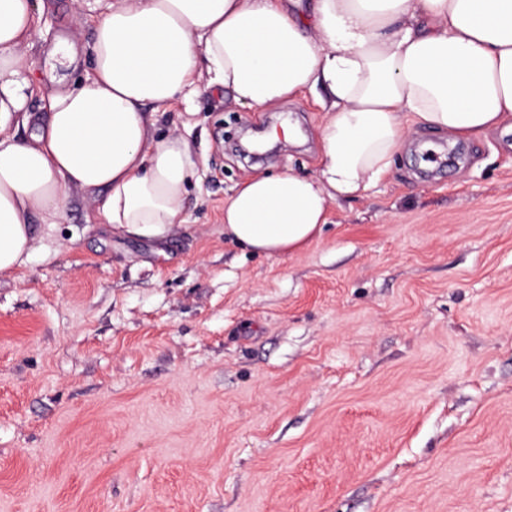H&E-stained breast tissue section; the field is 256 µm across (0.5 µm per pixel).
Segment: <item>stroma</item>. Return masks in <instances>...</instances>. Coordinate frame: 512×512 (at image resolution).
<instances>
[{"label":"stroma","mask_w":512,"mask_h":512,"mask_svg":"<svg viewBox=\"0 0 512 512\" xmlns=\"http://www.w3.org/2000/svg\"><path fill=\"white\" fill-rule=\"evenodd\" d=\"M36 25L40 112L89 71L93 18L42 0ZM322 118L309 93L255 112L200 86L156 125L202 158L184 226L118 237L75 190L0 277V512H512V133L420 129L434 151L302 254L229 242L233 187L313 172ZM286 119L262 160L228 140Z\"/></svg>","instance_id":"stroma-1"}]
</instances>
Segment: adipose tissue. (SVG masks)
<instances>
[{"label": "adipose tissue", "mask_w": 512, "mask_h": 512, "mask_svg": "<svg viewBox=\"0 0 512 512\" xmlns=\"http://www.w3.org/2000/svg\"><path fill=\"white\" fill-rule=\"evenodd\" d=\"M91 69L29 112L34 0H0V275L26 266L70 191L112 233L162 241L184 224L198 163L160 113L193 91L265 111L315 92L317 168L255 173L224 234L265 256L303 252L342 199L390 171L414 126L450 141L512 133V0H94Z\"/></svg>", "instance_id": "adipose-tissue-1"}]
</instances>
